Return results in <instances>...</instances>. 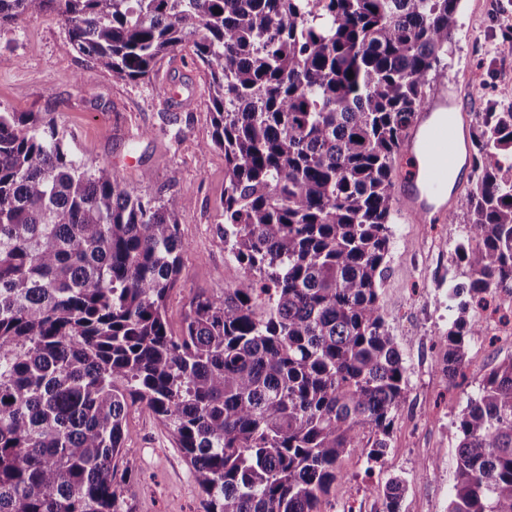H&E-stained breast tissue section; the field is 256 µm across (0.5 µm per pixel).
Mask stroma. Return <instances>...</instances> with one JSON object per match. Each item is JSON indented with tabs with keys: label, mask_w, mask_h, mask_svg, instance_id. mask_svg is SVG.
<instances>
[{
	"label": "stroma",
	"mask_w": 512,
	"mask_h": 512,
	"mask_svg": "<svg viewBox=\"0 0 512 512\" xmlns=\"http://www.w3.org/2000/svg\"><path fill=\"white\" fill-rule=\"evenodd\" d=\"M494 0H460L448 64L433 73L476 124L489 106H512V23ZM186 103L169 109L168 84ZM0 109L38 112L55 122L68 152L87 166L105 164L144 195H177L188 206L177 222L187 244L182 277L166 301L172 333H180L193 298L222 294L231 278L221 225L224 153L211 147L208 85L190 52L158 62L150 78L128 81L96 67L74 49L50 12L0 27ZM151 171L141 183L142 171ZM458 223L413 224L395 214L379 305L406 362L408 398L398 411L386 453L371 461L359 448L340 461L326 512H386L382 482L405 481L400 512H447L461 434L457 418L489 372L512 359V339L485 332L469 337L460 375L441 369L435 337L458 315L448 301L450 281H466L455 265ZM124 455L132 465L125 495L134 512H203L184 455L150 411L132 410Z\"/></svg>",
	"instance_id": "35a3bbf8"
}]
</instances>
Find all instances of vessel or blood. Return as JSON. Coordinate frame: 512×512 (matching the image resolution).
<instances>
[{"mask_svg": "<svg viewBox=\"0 0 512 512\" xmlns=\"http://www.w3.org/2000/svg\"><path fill=\"white\" fill-rule=\"evenodd\" d=\"M461 115L448 105L447 89L434 92L399 148V182L396 187L401 211L414 223L432 224L447 215L435 208L434 199L448 192V174L457 162ZM426 158L419 167L418 158Z\"/></svg>", "mask_w": 512, "mask_h": 512, "instance_id": "vessel-or-blood-1", "label": "vessel or blood"}]
</instances>
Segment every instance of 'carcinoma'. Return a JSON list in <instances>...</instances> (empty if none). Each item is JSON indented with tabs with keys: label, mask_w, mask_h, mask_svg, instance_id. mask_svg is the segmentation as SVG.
Returning <instances> with one entry per match:
<instances>
[{
	"label": "carcinoma",
	"mask_w": 512,
	"mask_h": 512,
	"mask_svg": "<svg viewBox=\"0 0 512 512\" xmlns=\"http://www.w3.org/2000/svg\"><path fill=\"white\" fill-rule=\"evenodd\" d=\"M460 0H0L52 10L121 79L190 48L224 150L232 287L165 306L188 201L87 167L36 112L0 111V512H133L118 470L130 408L168 430L204 512H323L343 456L379 460L407 396L378 304L392 171L448 57ZM354 77H349V74ZM456 262L486 308L512 288V111L472 129ZM480 326L439 337L446 376ZM448 512H512V360L458 417ZM404 481L383 487L399 512Z\"/></svg>",
	"instance_id": "1"
}]
</instances>
